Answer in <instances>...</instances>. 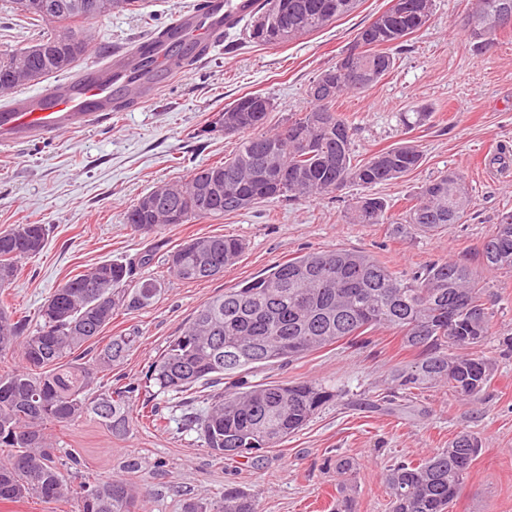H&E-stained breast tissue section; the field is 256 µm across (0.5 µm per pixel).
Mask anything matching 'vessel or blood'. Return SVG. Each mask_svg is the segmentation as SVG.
I'll return each mask as SVG.
<instances>
[{
    "label": "vessel or blood",
    "instance_id": "obj_1",
    "mask_svg": "<svg viewBox=\"0 0 512 512\" xmlns=\"http://www.w3.org/2000/svg\"><path fill=\"white\" fill-rule=\"evenodd\" d=\"M252 8L251 0H203L178 13L169 32L143 39L131 52L89 64L42 92L13 98L0 108V144L46 141L99 123L118 107L134 109L158 97L166 75L182 64L177 47H194L198 58L209 54L221 44L225 28Z\"/></svg>",
    "mask_w": 512,
    "mask_h": 512
}]
</instances>
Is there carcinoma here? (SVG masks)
I'll return each instance as SVG.
<instances>
[{
	"label": "carcinoma",
	"instance_id": "1",
	"mask_svg": "<svg viewBox=\"0 0 512 512\" xmlns=\"http://www.w3.org/2000/svg\"><path fill=\"white\" fill-rule=\"evenodd\" d=\"M79 0H16L23 13L58 30L28 43L0 67V90L38 83L68 71L88 48L79 22H89ZM357 0H254L247 27L250 41L281 45L327 27L351 12ZM432 0H397L358 30L353 44L324 70V86L314 77L305 94L312 108L266 129L274 103L268 96L238 98L214 115L207 134L241 137L232 157L193 169L183 181L142 195L125 212L137 233L153 235L170 224L220 216L262 201H306L341 186L374 187L413 171L421 151L402 144L358 161L353 152L355 126L336 110L348 94H362L378 79L349 78L347 65L374 73L391 72L397 49L431 15ZM477 17L509 11L512 0H471ZM479 54L494 43L497 31L482 23L463 24ZM219 183V193L201 195L198 187ZM471 199L465 177L446 172L429 181L406 209V223L422 231L458 224ZM353 224H394L387 202L366 195L353 202ZM48 237L45 224H16L0 231V288L12 284L22 261L39 254ZM244 251L233 236L191 238L167 257L168 272L183 281H203L224 272ZM481 263L488 272L512 270V213L502 216L483 243ZM154 260L147 250L128 262L105 260L56 288L39 308L31 331L25 320L0 305V355L17 353L21 365L0 373V501H78V512H139L141 490L128 478L84 482L75 490L57 461V436L49 427L93 417L114 437L133 425L130 385L96 387L99 373H112L139 342L136 332L112 336L92 363L74 360L121 312L144 310L161 296L165 281L147 273ZM492 311L474 267L465 258L426 266L410 278L393 272L373 255L356 250L308 252L277 263L263 274L224 290L200 306L161 354L149 365L146 380L160 393L184 394L200 383L227 389L206 398L200 410L184 414L183 426L217 455L252 462L281 444L338 396L316 380L293 384H250L243 375L275 363H289L341 341L356 343L368 332L390 329L401 336L415 359L391 374L388 389L397 393L444 386L477 400L490 384L494 365L483 348L491 336ZM480 440L463 431L419 461L401 462L383 475L389 512H449L476 458ZM184 512H259L257 500L236 487L210 501H190Z\"/></svg>",
	"mask_w": 512,
	"mask_h": 512
}]
</instances>
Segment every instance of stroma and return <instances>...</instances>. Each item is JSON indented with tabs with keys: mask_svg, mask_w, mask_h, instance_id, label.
<instances>
[{
	"mask_svg": "<svg viewBox=\"0 0 512 512\" xmlns=\"http://www.w3.org/2000/svg\"><path fill=\"white\" fill-rule=\"evenodd\" d=\"M197 2L144 0L87 22L93 40L86 62L126 51ZM391 4L358 0L352 12L324 29L278 46L249 42L244 24H237L221 46L173 75L150 103L41 144L0 147V231L16 224L49 227L44 249L24 261L21 277L6 292L10 310L33 319L71 277L100 261L133 258L152 247L157 255L151 270L166 283L153 306L118 315L105 329L108 337L138 331L140 341L111 374L98 378L103 386L137 385L134 407L154 405L161 418L140 419L118 438L92 417L56 428L62 469L76 481L127 473L146 490L142 512H183L187 502L217 498L228 485L254 496L260 512H388L383 470L447 447L459 432L470 430L478 434L481 449L449 512H512V271L483 277L495 313L486 349L495 372L478 405L437 388L386 401L388 371L411 362L414 354L398 333L380 329L367 347L338 343L248 374L253 383L316 379L344 393L253 465L217 456L195 433L183 431L188 397L159 394L145 385L148 366L200 305L306 252L365 251L400 275L449 256L479 265L483 240L502 214L512 212V166L491 161L500 151L512 157V28L500 32L488 52L475 54L456 25L468 0H435L430 20L398 52L394 70L366 92L339 102L356 127L357 158L402 142L423 154L408 176L373 189L393 215H401L426 182L457 171L472 200L464 223L432 233L408 224L349 223L348 207L364 193L354 184L308 202L275 199L172 224L149 239L124 222L127 207L143 194L184 179L195 166L231 157L237 138L203 133L226 104L253 93L269 96L275 103L271 129L288 115L309 110V81ZM52 31V25L18 11L13 0H0V52L18 50ZM421 105L431 108L432 118L403 125V114ZM222 235L246 243L236 264L205 281L169 276L164 259L170 251L194 237ZM340 457L352 462L351 473L337 474Z\"/></svg>",
	"mask_w": 512,
	"mask_h": 512,
	"instance_id": "1",
	"label": "stroma"
}]
</instances>
